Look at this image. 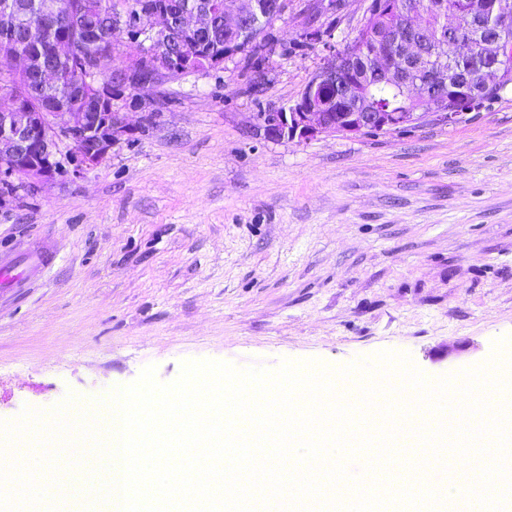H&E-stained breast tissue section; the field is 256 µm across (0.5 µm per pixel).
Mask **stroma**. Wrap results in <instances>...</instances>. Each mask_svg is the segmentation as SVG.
Masks as SVG:
<instances>
[{
  "label": "stroma",
  "mask_w": 512,
  "mask_h": 512,
  "mask_svg": "<svg viewBox=\"0 0 512 512\" xmlns=\"http://www.w3.org/2000/svg\"><path fill=\"white\" fill-rule=\"evenodd\" d=\"M371 0L333 15L288 0L277 52L145 90L112 109L133 134L83 177L0 209V258L50 264L0 296V420L75 394L102 403L144 367L184 362L335 369L382 351L429 379L512 363V91L456 124L272 141L254 113L292 106L323 63L305 22L356 33Z\"/></svg>",
  "instance_id": "stroma-1"
}]
</instances>
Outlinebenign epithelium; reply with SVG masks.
<instances>
[{
  "instance_id": "obj_1",
  "label": "benign epithelium",
  "mask_w": 512,
  "mask_h": 512,
  "mask_svg": "<svg viewBox=\"0 0 512 512\" xmlns=\"http://www.w3.org/2000/svg\"><path fill=\"white\" fill-rule=\"evenodd\" d=\"M461 12L445 0L435 6L438 26L448 38V68L426 63L415 33L425 30L424 5L404 6L403 34L370 57L352 43L331 42L311 29L305 40L328 52L300 99L282 112H258L256 123L272 140L309 139L319 135L358 136L368 131L391 132L433 118L446 124L459 119L435 93L448 77L455 102L479 104L509 75L506 34L512 24V0H466ZM280 0H140L136 13L112 11V28L123 40L130 66L126 81L139 92L168 79L173 68L207 72L224 68L240 54L243 35L278 11ZM224 13V44L211 43L214 22ZM12 24L37 31V41L52 48L60 60L82 59V74L71 87L73 110L59 101L41 100L55 77L41 50L0 40V55L12 71L24 76L27 89L16 93L0 84V209L16 203L22 190H39L58 180L77 179L85 170L110 158L114 146L132 132L126 113L112 111V83L103 73L107 52L101 33L80 16L65 12L62 0H12ZM382 75L411 92L412 112H374L365 107L349 112L343 102L364 98L362 87L371 75Z\"/></svg>"
}]
</instances>
